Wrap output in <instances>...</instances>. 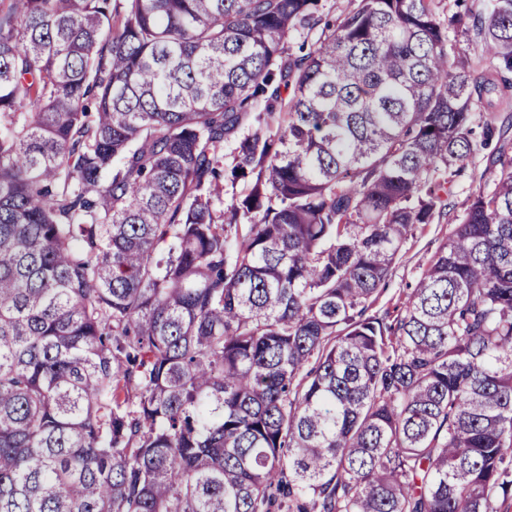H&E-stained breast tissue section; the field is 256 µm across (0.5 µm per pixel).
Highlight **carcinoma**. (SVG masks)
Returning <instances> with one entry per match:
<instances>
[{
    "mask_svg": "<svg viewBox=\"0 0 512 512\" xmlns=\"http://www.w3.org/2000/svg\"><path fill=\"white\" fill-rule=\"evenodd\" d=\"M460 23L435 0L334 23L321 0H0V512L512 492L504 148L406 300L370 313L512 127V0L473 25L480 71ZM456 53L466 56L474 65L485 66L487 60L484 58L481 42L476 40L472 35L471 38L459 33L456 44Z\"/></svg>",
    "mask_w": 512,
    "mask_h": 512,
    "instance_id": "1",
    "label": "carcinoma"
}]
</instances>
